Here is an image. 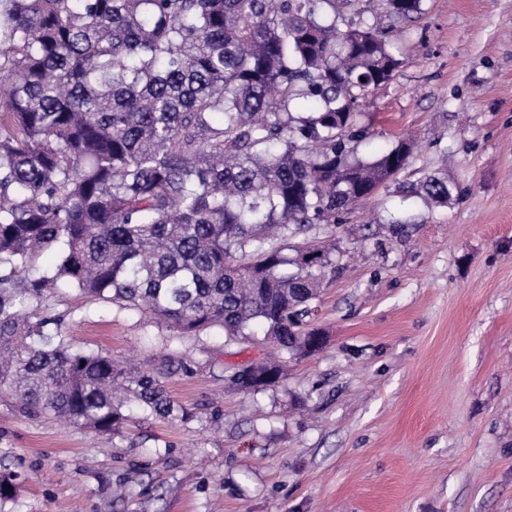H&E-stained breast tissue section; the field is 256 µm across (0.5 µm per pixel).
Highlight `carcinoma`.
<instances>
[{"label":"carcinoma","mask_w":512,"mask_h":512,"mask_svg":"<svg viewBox=\"0 0 512 512\" xmlns=\"http://www.w3.org/2000/svg\"><path fill=\"white\" fill-rule=\"evenodd\" d=\"M0 0V389L26 413L110 434L136 410L170 421L168 369L126 374L31 309L61 289L147 313L183 336L260 323L305 356L331 230L410 165L371 157L363 112L402 61L395 24L423 0ZM446 205L448 180L409 190ZM58 251L50 269L39 266ZM250 366L251 392L278 384ZM19 475L0 465V501Z\"/></svg>","instance_id":"1"}]
</instances>
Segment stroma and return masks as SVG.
<instances>
[{"label":"stroma","instance_id":"obj_1","mask_svg":"<svg viewBox=\"0 0 512 512\" xmlns=\"http://www.w3.org/2000/svg\"><path fill=\"white\" fill-rule=\"evenodd\" d=\"M423 7L365 108L378 140L412 142L410 167L336 230L310 318L323 349L292 358L259 328L181 336L53 295L35 316L76 346L132 372L172 362L163 389L189 416L105 435L0 397V459L22 474L0 512H512V0ZM427 172L447 175V206L402 192ZM273 357L277 386L231 385Z\"/></svg>","mask_w":512,"mask_h":512}]
</instances>
